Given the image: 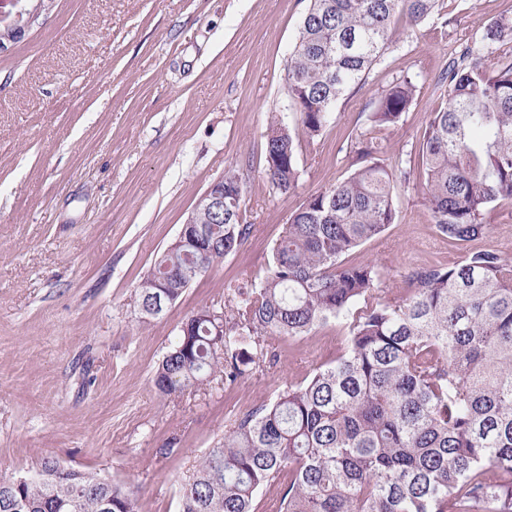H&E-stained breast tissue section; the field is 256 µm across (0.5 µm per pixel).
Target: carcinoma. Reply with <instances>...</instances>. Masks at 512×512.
<instances>
[{"mask_svg":"<svg viewBox=\"0 0 512 512\" xmlns=\"http://www.w3.org/2000/svg\"><path fill=\"white\" fill-rule=\"evenodd\" d=\"M441 0H310L288 57V98L298 129L276 119L265 135L266 175L288 193L298 183L300 138L333 123L336 103L360 86L392 43L396 22L416 26ZM512 36V16L485 28L440 75L444 108L430 114L421 144L425 199L440 234L472 242L489 235L485 213L512 202V62L497 46ZM414 85L384 91L372 120L397 123ZM311 195L284 225L263 275L226 286L233 317L224 335L203 315L191 319L159 364L165 396L220 376L253 370L259 338L303 336L333 319L344 343L276 400L237 418L183 484L180 512H255L258 491L278 482V512H512V261L492 248L453 266L433 264L410 276L413 288L385 299L378 265L345 257L385 232L397 217L396 182L407 173L373 160ZM239 169L224 172V214L197 206L198 227L216 251L202 258L165 250L140 283V305L183 294L175 273L236 253L249 236ZM138 512L137 499L114 483L87 490L62 475L53 484L16 483L0 474V512Z\"/></svg>","mask_w":512,"mask_h":512,"instance_id":"obj_1","label":"carcinoma"}]
</instances>
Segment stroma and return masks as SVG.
<instances>
[{
  "instance_id": "obj_1",
  "label": "stroma",
  "mask_w": 512,
  "mask_h": 512,
  "mask_svg": "<svg viewBox=\"0 0 512 512\" xmlns=\"http://www.w3.org/2000/svg\"><path fill=\"white\" fill-rule=\"evenodd\" d=\"M309 0H55L0 52V472L52 458L132 490L139 512H179V490L235 418L335 359L336 321L266 341L249 375L161 395L155 371L182 323L223 305L228 282L262 274L284 224L355 168L359 137L381 142L410 181L397 218L353 253L374 262L385 298L412 271L460 262L425 205L420 142L447 92L438 78L512 0H444L415 29L399 24L337 119L297 154L299 181L273 190L264 167L271 115L295 127L285 62ZM415 97L398 124L371 115L392 83ZM239 168L241 249L150 317L138 283L199 197Z\"/></svg>"
}]
</instances>
